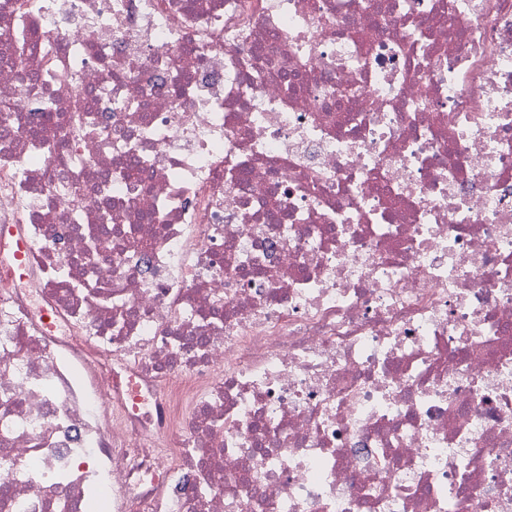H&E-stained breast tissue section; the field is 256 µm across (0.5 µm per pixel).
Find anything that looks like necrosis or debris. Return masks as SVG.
Listing matches in <instances>:
<instances>
[{"instance_id": "1", "label": "necrosis or debris", "mask_w": 512, "mask_h": 512, "mask_svg": "<svg viewBox=\"0 0 512 512\" xmlns=\"http://www.w3.org/2000/svg\"><path fill=\"white\" fill-rule=\"evenodd\" d=\"M0 512H512V0H0Z\"/></svg>"}]
</instances>
